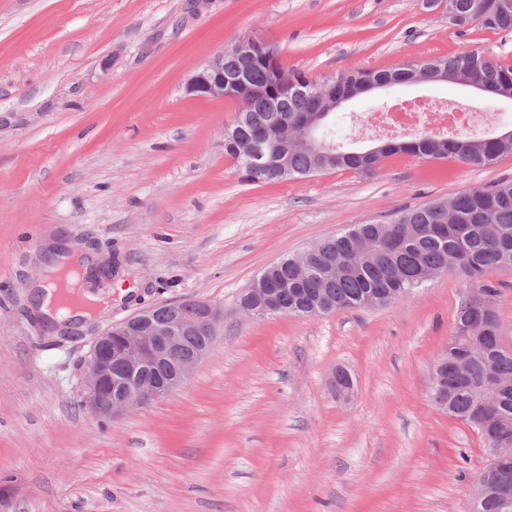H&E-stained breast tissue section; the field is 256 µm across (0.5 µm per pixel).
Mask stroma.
<instances>
[{
    "instance_id": "35a3bbf8",
    "label": "stroma",
    "mask_w": 512,
    "mask_h": 512,
    "mask_svg": "<svg viewBox=\"0 0 512 512\" xmlns=\"http://www.w3.org/2000/svg\"><path fill=\"white\" fill-rule=\"evenodd\" d=\"M243 37L313 77L466 46L512 64V33L459 28L422 0H0V512H469L480 436L429 395L466 293L456 271L328 316L250 317L238 299L327 236L512 179V155L245 181L224 151L235 102L185 91ZM419 96L469 99L397 87L328 123L369 148V125ZM57 247L97 262L79 282L112 295L95 324L176 300L223 308L178 390L113 420L82 407L90 336L30 319L39 256Z\"/></svg>"
}]
</instances>
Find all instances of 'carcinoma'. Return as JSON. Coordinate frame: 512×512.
<instances>
[{
	"label": "carcinoma",
	"mask_w": 512,
	"mask_h": 512,
	"mask_svg": "<svg viewBox=\"0 0 512 512\" xmlns=\"http://www.w3.org/2000/svg\"><path fill=\"white\" fill-rule=\"evenodd\" d=\"M451 5L458 27L469 26V18L479 11L485 20L476 27L497 33L512 31V0H451ZM425 66L430 68L422 74L425 84H480L489 88L488 94L512 101V64L493 62L477 49L461 50ZM416 78L415 70L405 65L358 68L338 74L329 83L300 72L288 75L285 89L270 56H258L246 68L247 85L259 89L249 95L251 121L241 125L236 140L224 143V152L236 160L247 180L278 182L277 165L269 164L255 172L245 165L257 124L286 121L295 126L324 99L343 93L355 83L377 82L391 88L413 84ZM376 149L374 154L344 146L319 151L303 142H291L288 174L295 179L341 170L372 174L382 160L399 153L489 166L512 155V136L462 138L423 131L411 139H388ZM505 267H512L510 179L462 192L449 201L434 200L399 210L385 224L354 225L314 244L300 265L292 258L280 260V265L270 270V280L288 282V301L282 314L311 316L317 307L320 314L328 315L387 305L452 268L468 290L448 346L441 353L453 361L463 350V337L480 335L484 324L500 325V290L485 275ZM442 410L479 434L488 459L474 479V484L487 488V494L472 500L471 512H512V507L501 509L494 494L502 476L512 481V458L496 460L499 436L506 433L512 437V347L499 341L470 358L460 378L448 372L447 404Z\"/></svg>",
	"instance_id": "obj_1"
}]
</instances>
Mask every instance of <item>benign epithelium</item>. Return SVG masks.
Listing matches in <instances>:
<instances>
[{
	"label": "benign epithelium",
	"instance_id": "benign-epithelium-1",
	"mask_svg": "<svg viewBox=\"0 0 512 512\" xmlns=\"http://www.w3.org/2000/svg\"><path fill=\"white\" fill-rule=\"evenodd\" d=\"M270 51L262 41L243 38L233 44L230 52L216 54L202 65L187 81L188 94L231 99L239 103V113L232 123L224 127V136L231 139L238 134L242 113L248 111L243 100L226 94V88L242 83L239 78L241 64L258 54ZM346 102L335 99L326 106L308 114L305 133L314 140L313 132L330 112ZM261 146L250 160L257 168L271 157H276L281 175L288 176V156L282 143L275 138L263 137ZM243 296L251 317L278 311L279 292L267 282L254 280ZM172 311L169 319L157 323L151 319L154 308L139 311L119 322L109 324L94 336L85 370L83 405L94 414L115 418L130 408L169 394L180 387L190 370L208 353L203 347L192 355L182 354V336L197 326L213 332L224 311L209 302L193 300L189 303H168Z\"/></svg>",
	"mask_w": 512,
	"mask_h": 512
}]
</instances>
